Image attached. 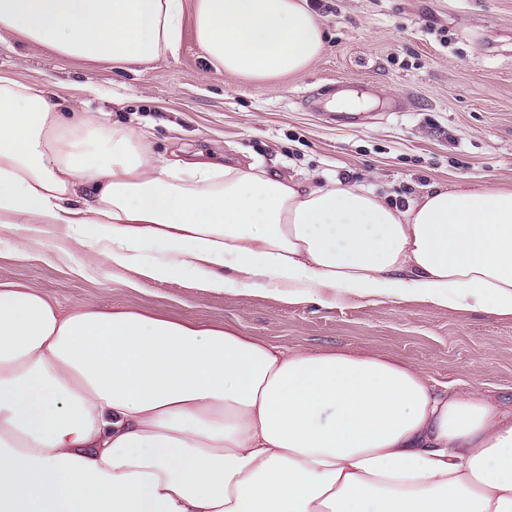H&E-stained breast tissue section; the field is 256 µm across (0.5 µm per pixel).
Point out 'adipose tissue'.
Returning <instances> with one entry per match:
<instances>
[{
  "instance_id": "adipose-tissue-1",
  "label": "adipose tissue",
  "mask_w": 512,
  "mask_h": 512,
  "mask_svg": "<svg viewBox=\"0 0 512 512\" xmlns=\"http://www.w3.org/2000/svg\"><path fill=\"white\" fill-rule=\"evenodd\" d=\"M198 48L226 73L308 69L306 0H0V30L130 70ZM0 75V230L104 267L325 305L419 299L512 316V188L406 208L255 165L158 161L106 114ZM0 512H512V407L379 355L303 351L0 282Z\"/></svg>"
}]
</instances>
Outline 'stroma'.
Returning a JSON list of instances; mask_svg holds the SVG:
<instances>
[{"label":"stroma","mask_w":512,"mask_h":512,"mask_svg":"<svg viewBox=\"0 0 512 512\" xmlns=\"http://www.w3.org/2000/svg\"><path fill=\"white\" fill-rule=\"evenodd\" d=\"M327 34L304 72L252 80L216 70L185 21L176 54L120 70L54 54L0 32V73L112 122L152 130L155 155L259 165L311 181L343 180L404 203L457 182L512 186V0H321ZM447 42H440L438 30ZM351 85L356 121L327 103ZM101 96L89 99L85 88ZM401 100L406 111L392 109ZM48 237L0 232V280L70 306L136 308L224 327L290 348L367 351L425 367L439 383L475 386L512 405V317L407 299L332 306L278 295L202 292L187 282L130 288L128 271L76 274ZM36 258H23L26 250Z\"/></svg>","instance_id":"35a3bbf8"}]
</instances>
